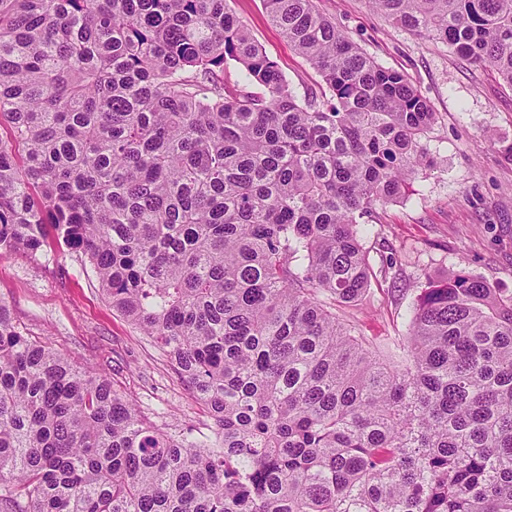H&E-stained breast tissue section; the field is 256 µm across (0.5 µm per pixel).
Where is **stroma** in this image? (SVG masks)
Masks as SVG:
<instances>
[{
	"label": "stroma",
	"instance_id": "1",
	"mask_svg": "<svg viewBox=\"0 0 512 512\" xmlns=\"http://www.w3.org/2000/svg\"><path fill=\"white\" fill-rule=\"evenodd\" d=\"M315 4L361 52L402 73L436 114L423 142L439 167L415 179L408 196L377 208L363 237L375 275L358 301L337 310L386 356L406 336L418 295L449 271L512 296V88L448 45L394 25L368 0ZM228 6L297 94L317 90L318 74L272 23L264 0ZM0 302L23 334L106 375L158 426L213 437L206 407L149 338L112 311L77 253L0 251Z\"/></svg>",
	"mask_w": 512,
	"mask_h": 512
}]
</instances>
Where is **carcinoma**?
I'll list each match as a JSON object with an SVG mask.
<instances>
[{
	"instance_id": "obj_1",
	"label": "carcinoma",
	"mask_w": 512,
	"mask_h": 512,
	"mask_svg": "<svg viewBox=\"0 0 512 512\" xmlns=\"http://www.w3.org/2000/svg\"><path fill=\"white\" fill-rule=\"evenodd\" d=\"M300 97L227 0H0V250L78 252L217 441L0 304V512H512V297L452 272L398 358L332 306L435 113L314 0H265ZM512 87V0H369ZM236 76L227 73L229 62Z\"/></svg>"
}]
</instances>
